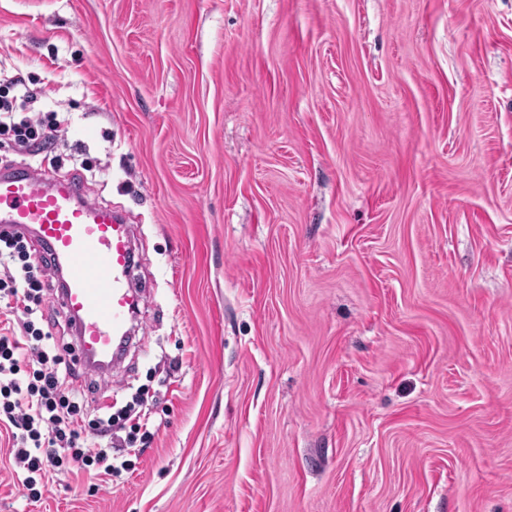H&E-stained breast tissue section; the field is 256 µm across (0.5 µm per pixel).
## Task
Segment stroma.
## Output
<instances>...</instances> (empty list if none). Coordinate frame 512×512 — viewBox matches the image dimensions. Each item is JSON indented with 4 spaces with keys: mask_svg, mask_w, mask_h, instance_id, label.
I'll list each match as a JSON object with an SVG mask.
<instances>
[{
    "mask_svg": "<svg viewBox=\"0 0 512 512\" xmlns=\"http://www.w3.org/2000/svg\"><path fill=\"white\" fill-rule=\"evenodd\" d=\"M0 169L125 212L93 407L144 446L0 512H512V0H0ZM86 168L76 171L75 160ZM9 82L15 94L11 100H0V135L10 136L19 152L37 156L40 149L68 124V119L65 116L59 118L58 112L48 111L36 122L26 116L18 121L17 109L25 110L35 100L21 78L13 77Z\"/></svg>",
    "mask_w": 512,
    "mask_h": 512,
    "instance_id": "1",
    "label": "stroma"
}]
</instances>
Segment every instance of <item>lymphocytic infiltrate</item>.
I'll return each instance as SVG.
<instances>
[{
  "label": "lymphocytic infiltrate",
  "instance_id": "obj_1",
  "mask_svg": "<svg viewBox=\"0 0 512 512\" xmlns=\"http://www.w3.org/2000/svg\"><path fill=\"white\" fill-rule=\"evenodd\" d=\"M10 86L12 99L0 100V135L10 136L19 152L38 155L68 120L54 111L36 121L17 118L34 97L22 79L11 78ZM48 271L23 233L0 231V299L15 322L0 332V426L11 431L20 483L31 500L41 499L59 473L80 471L93 479L111 474L114 449L132 444L114 436L111 406L86 418L90 391L73 385L72 365L52 350L53 336L43 328Z\"/></svg>",
  "mask_w": 512,
  "mask_h": 512
}]
</instances>
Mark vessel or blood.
Instances as JSON below:
<instances>
[{
  "mask_svg": "<svg viewBox=\"0 0 512 512\" xmlns=\"http://www.w3.org/2000/svg\"><path fill=\"white\" fill-rule=\"evenodd\" d=\"M33 234L53 272L64 278L57 303L75 323L86 364L108 370L132 334L142 298L132 285V227L79 198L75 180L35 172L0 173V228Z\"/></svg>",
  "mask_w": 512,
  "mask_h": 512,
  "instance_id": "b4317fda",
  "label": "vessel or blood"
}]
</instances>
